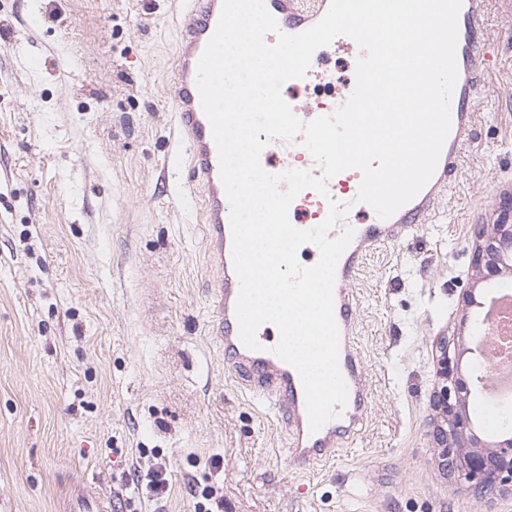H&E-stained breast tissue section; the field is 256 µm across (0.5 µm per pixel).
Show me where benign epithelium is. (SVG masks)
<instances>
[{
    "label": "benign epithelium",
    "instance_id": "obj_1",
    "mask_svg": "<svg viewBox=\"0 0 512 512\" xmlns=\"http://www.w3.org/2000/svg\"><path fill=\"white\" fill-rule=\"evenodd\" d=\"M472 266L479 276L512 272V224H489L478 229L472 244ZM437 378V434L443 461L481 496L493 495L499 484L511 485L512 456H506V450L512 451V432L487 443L473 433L470 415L464 409L468 390L461 365L447 347L438 362Z\"/></svg>",
    "mask_w": 512,
    "mask_h": 512
}]
</instances>
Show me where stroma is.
<instances>
[{"label": "stroma", "instance_id": "obj_1", "mask_svg": "<svg viewBox=\"0 0 512 512\" xmlns=\"http://www.w3.org/2000/svg\"><path fill=\"white\" fill-rule=\"evenodd\" d=\"M184 20L179 0H0V512L84 495L194 512V481L224 512H512L511 486L485 499L441 465L432 405L441 341L477 366L474 230L512 190V0H489L476 136L445 201L352 285L367 420L308 477L208 334L202 199L179 189L173 136ZM143 448L171 475L162 499L134 488Z\"/></svg>", "mask_w": 512, "mask_h": 512}]
</instances>
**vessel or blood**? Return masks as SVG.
Returning a JSON list of instances; mask_svg holds the SVG:
<instances>
[{"label":"vessel or blood","mask_w":512,"mask_h":512,"mask_svg":"<svg viewBox=\"0 0 512 512\" xmlns=\"http://www.w3.org/2000/svg\"><path fill=\"white\" fill-rule=\"evenodd\" d=\"M184 3L187 18L178 33L179 53L173 75L177 87L176 127L188 157L189 189L200 193L203 199L208 252L217 270L211 333L225 360L234 363L242 373L249 394L268 402L274 416L286 421L290 463L296 472L308 475L316 467L333 463L338 452L353 443L365 419L368 392L363 359L356 345V301L351 286L373 249L400 241L414 225L431 221L459 172L465 150L473 141L478 119L474 101L482 83L489 46L484 24L488 0H462L451 128L436 170L423 189L391 217L382 219L371 206L357 201L362 175L351 169L329 181L328 196L306 189L290 205L291 223L300 229H311L326 219L330 201L349 204L347 223L354 230L338 261L334 285V315L340 334L338 362L348 387V399L341 414L315 432L309 426L304 388L296 369L268 351L266 337H259L260 348L256 351L248 349L239 337L235 305L240 284L232 260L231 207L220 180L218 150L196 85L197 64L215 32L222 0H184ZM264 4L283 32L296 34L319 22L328 12L331 0H264ZM323 58V50H316L306 77L289 80V88L305 89L324 80ZM303 142L300 135L289 143L269 142L260 155L262 168L277 174L299 164L313 176H320L321 168Z\"/></svg>","instance_id":"vessel-or-blood-1"}]
</instances>
